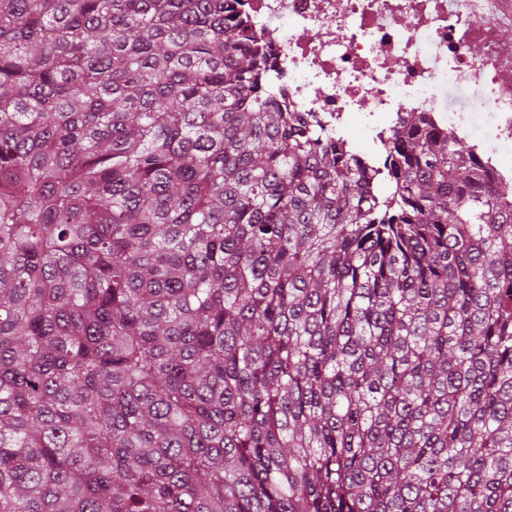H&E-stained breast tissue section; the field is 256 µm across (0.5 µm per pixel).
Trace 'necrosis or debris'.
Instances as JSON below:
<instances>
[{
	"mask_svg": "<svg viewBox=\"0 0 512 512\" xmlns=\"http://www.w3.org/2000/svg\"><path fill=\"white\" fill-rule=\"evenodd\" d=\"M476 9L477 0H244L280 97L327 139L360 121L383 145L409 112L456 126L467 112L440 92L452 84L469 91L471 111L492 114L494 154L512 141V49L477 24Z\"/></svg>",
	"mask_w": 512,
	"mask_h": 512,
	"instance_id": "necrosis-or-debris-1",
	"label": "necrosis or debris"
}]
</instances>
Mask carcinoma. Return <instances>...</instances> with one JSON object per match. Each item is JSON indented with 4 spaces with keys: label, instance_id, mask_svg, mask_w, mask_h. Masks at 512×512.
<instances>
[{
    "label": "carcinoma",
    "instance_id": "carcinoma-1",
    "mask_svg": "<svg viewBox=\"0 0 512 512\" xmlns=\"http://www.w3.org/2000/svg\"><path fill=\"white\" fill-rule=\"evenodd\" d=\"M242 2L0 0V512H512V201Z\"/></svg>",
    "mask_w": 512,
    "mask_h": 512
}]
</instances>
